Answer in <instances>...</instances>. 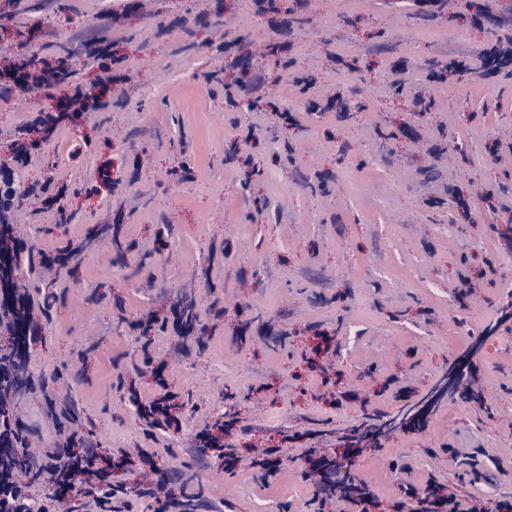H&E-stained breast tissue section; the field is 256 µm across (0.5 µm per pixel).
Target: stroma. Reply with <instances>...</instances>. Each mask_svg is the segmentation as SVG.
<instances>
[{"instance_id":"35a3bbf8","label":"stroma","mask_w":512,"mask_h":512,"mask_svg":"<svg viewBox=\"0 0 512 512\" xmlns=\"http://www.w3.org/2000/svg\"><path fill=\"white\" fill-rule=\"evenodd\" d=\"M0 0V68L71 73L53 97H0V163L14 130L76 88L102 109L61 123L24 167L56 210L14 208L19 237L78 258L20 266L39 332L28 367L109 449L115 512H178L142 495L175 472L185 512H353L305 479L369 419L427 402L424 427L382 434L359 471L380 512H412L433 480L496 512L512 495V76L434 81L512 37V0ZM112 50L97 85L94 50ZM192 309L210 338L168 329L142 348L147 313ZM334 336L328 376L304 359ZM473 352L479 400L429 402ZM181 403L150 426L128 400ZM32 450L57 434L40 396L17 394ZM238 463L199 448L226 407ZM279 450L262 481L252 461Z\"/></svg>"}]
</instances>
